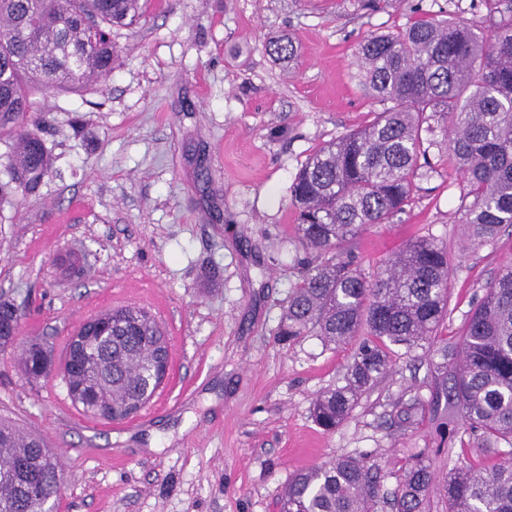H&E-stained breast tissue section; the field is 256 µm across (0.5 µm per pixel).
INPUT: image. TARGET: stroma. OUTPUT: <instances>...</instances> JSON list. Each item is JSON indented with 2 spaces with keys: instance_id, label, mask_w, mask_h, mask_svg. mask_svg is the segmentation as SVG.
<instances>
[{
  "instance_id": "obj_1",
  "label": "stroma",
  "mask_w": 512,
  "mask_h": 512,
  "mask_svg": "<svg viewBox=\"0 0 512 512\" xmlns=\"http://www.w3.org/2000/svg\"><path fill=\"white\" fill-rule=\"evenodd\" d=\"M415 3L491 25L484 0H378L373 10L358 0H144L139 24L112 30L111 76L37 97L56 171L39 196L0 206V298L25 315L0 348V419L61 449L57 512H279L294 472L355 453L379 465L388 493L419 448L440 475L452 461L497 464L468 434L442 429L460 415L431 403L424 351L390 346L389 371L328 433L313 401L343 385L355 344L275 336L301 255L290 186L321 144L371 120L358 45L405 27ZM282 34L298 48L288 63L264 49ZM431 127L430 172L355 253L371 273L407 241L444 243L450 316L439 334L453 344L512 263V228L469 246L448 126ZM126 305L157 318L170 351L168 380L135 417H87L59 370L36 381L22 371L29 342H47L62 362L82 320ZM416 397L425 411L401 423Z\"/></svg>"
}]
</instances>
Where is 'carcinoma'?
<instances>
[{
    "label": "carcinoma",
    "mask_w": 512,
    "mask_h": 512,
    "mask_svg": "<svg viewBox=\"0 0 512 512\" xmlns=\"http://www.w3.org/2000/svg\"><path fill=\"white\" fill-rule=\"evenodd\" d=\"M500 20L490 29L453 18L423 17L387 33H371L358 49V78L381 106L363 128L316 149L290 187L303 256L288 293L277 336L288 342L316 336L326 345L357 347L344 385L319 394L315 422L330 432L389 370L388 345L431 354L439 385L435 398L460 410L461 428L477 453L504 461L494 469L454 466L437 480L423 448L413 455L392 498L381 470L364 454L345 455L296 472L280 512H426L434 490L448 512H512V264L504 266L468 314L460 347L448 352L438 336L448 316V252L431 238L406 243L367 276L352 245L370 226L403 212L420 159L436 141L423 124L451 121L448 155L472 201L461 213L472 246L492 242L512 226V0H484ZM141 0H0V135L11 139L0 155V205L39 193L53 155L31 109L38 93L78 91L112 73L118 51L112 27H133ZM277 60L295 56L289 36L265 44ZM109 344L95 358L85 337L78 369L65 379L72 402L87 398L121 411L148 403L160 387L152 365L164 331L150 312L122 307L101 313ZM39 344L26 349L24 367L46 373ZM0 420V512H37L60 474L44 439ZM506 448H501V445Z\"/></svg>",
    "instance_id": "obj_1"
}]
</instances>
